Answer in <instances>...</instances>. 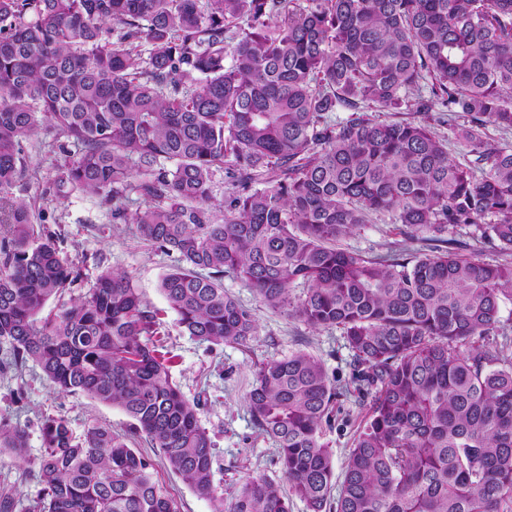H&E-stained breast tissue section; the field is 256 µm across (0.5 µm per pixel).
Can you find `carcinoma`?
<instances>
[{
  "instance_id": "cac0c4a2",
  "label": "carcinoma",
  "mask_w": 512,
  "mask_h": 512,
  "mask_svg": "<svg viewBox=\"0 0 512 512\" xmlns=\"http://www.w3.org/2000/svg\"><path fill=\"white\" fill-rule=\"evenodd\" d=\"M427 78L429 98L414 100ZM436 101L469 117L454 135L473 159L453 161L426 124L363 115ZM42 119L79 145L55 195L101 198L175 256L160 287L181 332L213 345L254 336L226 275L289 318L342 331L360 367L351 389L305 351L255 372L251 415L288 490L249 476L224 501L197 404L127 273L106 269L39 317L81 277L11 197ZM489 126L512 130V0H0V371L33 361L59 392L121 408L212 512H290L292 496L307 512H512V345L494 337L512 266L467 259L444 237L466 224L512 251V148L490 143ZM373 213L428 252L378 260L336 245ZM353 393L371 402L332 503L322 429ZM40 431L28 512H177L127 438L77 436L50 415ZM25 448V428L0 419V454Z\"/></svg>"
}]
</instances>
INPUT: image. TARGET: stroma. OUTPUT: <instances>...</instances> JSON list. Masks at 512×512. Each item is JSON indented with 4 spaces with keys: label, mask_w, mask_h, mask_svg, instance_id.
I'll use <instances>...</instances> for the list:
<instances>
[{
    "label": "stroma",
    "mask_w": 512,
    "mask_h": 512,
    "mask_svg": "<svg viewBox=\"0 0 512 512\" xmlns=\"http://www.w3.org/2000/svg\"><path fill=\"white\" fill-rule=\"evenodd\" d=\"M405 120L428 123L431 130L448 140V153L455 161H465V149L453 138L454 125L466 122L464 113H448L441 105L431 112H408ZM28 170L14 189L15 198L30 207L31 221L55 235L60 251L67 254L81 272L70 290L76 298L93 288L106 269L126 272L141 297L160 312L163 341L171 357V374L189 401L197 405L200 425L213 445L214 482L232 496L242 480L259 473L276 482L285 477L276 462V445L254 426L246 395L259 363L279 359L298 350L320 358L332 383L351 382L353 356L340 329H314L257 302L253 291L242 282L225 277L224 287L256 321L257 332L243 346L212 345L182 334L176 316L161 292L163 275L175 264L174 257L146 246L134 225L113 220L110 208L94 195L75 192L55 197L52 185L60 168L75 158L78 148L60 131H39L25 143ZM449 238L460 241V255L490 264H512V252L473 237L471 227L454 225ZM338 247L383 257L402 251H422L423 242L409 239L401 225L388 215H371L337 242ZM369 408L368 401L348 396L338 401L330 424L323 427V438L333 450L335 474H342L348 461L355 431ZM56 415L67 419L76 434L95 425L110 426L113 432L132 435L131 420L120 409L83 395L54 390L35 363L0 375V417L10 418L28 432L24 459L0 455V487L11 488L21 505L37 495L36 463L43 451L40 419ZM134 445L146 455L154 450L143 437H133Z\"/></svg>",
    "instance_id": "35a3bbf8"
}]
</instances>
